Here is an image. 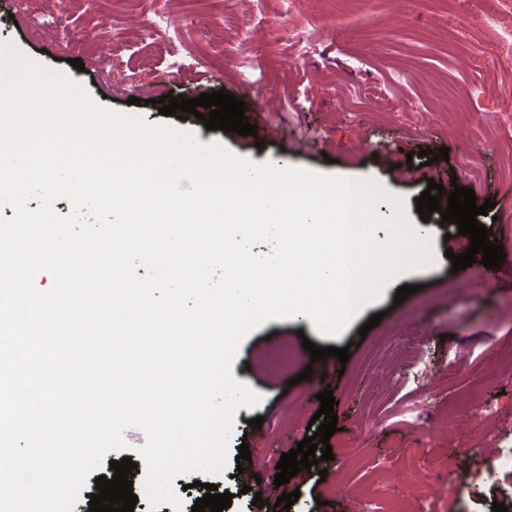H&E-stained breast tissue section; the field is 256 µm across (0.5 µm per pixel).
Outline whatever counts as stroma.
<instances>
[{"instance_id":"stroma-1","label":"stroma","mask_w":512,"mask_h":512,"mask_svg":"<svg viewBox=\"0 0 512 512\" xmlns=\"http://www.w3.org/2000/svg\"><path fill=\"white\" fill-rule=\"evenodd\" d=\"M166 10L175 18L193 14L207 24L208 43L184 28L175 51L162 42L141 44L145 18L137 0H0V43L146 127H176L252 163L287 157L295 170L373 182L389 194L379 203L383 217L403 209L429 233L427 267L387 281L378 301L366 305L340 336L322 335L295 317L267 321L242 342L232 373L259 393L261 402L237 410L229 457L248 445L252 458L264 459L266 475H275L282 454L305 438L320 407L318 393L329 387L340 429L329 439L334 458L328 475L292 477L280 490H299L298 501L287 510L269 506L267 512H352L351 499L337 494V483L355 492L393 465L400 471L391 512H418L426 497L438 512H492L500 497L494 477L473 470L479 501H452L448 474L436 463L463 445H485L486 429L464 418L469 406L492 403L491 424L512 425V375L497 372L499 348L512 344V284L503 279L483 287L490 271L480 263L453 271L449 256L463 253L469 237L437 211L422 222L415 202L428 180L447 184L462 157H471L486 174L478 202L495 204L492 215L479 221L504 253L512 254V233L505 228L512 220V163L482 148L512 135V84L482 60L449 54L453 0H305L290 22L315 38L314 52L302 59L294 39L280 32L277 0L250 17L239 0H166ZM48 11L71 27L105 28L115 36L59 44L29 24L30 17ZM246 24L252 40L244 46L239 32ZM212 51L221 52L223 61L204 84L197 62ZM240 57L249 58L266 86L243 83L235 66ZM77 58L83 63L79 70L72 66ZM131 78L140 86L136 105L123 91ZM220 89L244 101L256 135L209 130L190 114L162 115L155 104L169 93L192 99ZM442 147L447 159L422 164L420 151ZM405 284L416 291L396 303L395 293ZM377 313L381 322L360 336V327ZM307 340L349 348L351 357L344 364L334 356L311 360L303 348ZM307 368L310 378L300 379ZM399 406L425 419L427 432L396 414ZM452 415L461 424L449 434L443 427ZM256 417L262 418L261 427L250 426Z\"/></svg>"}]
</instances>
